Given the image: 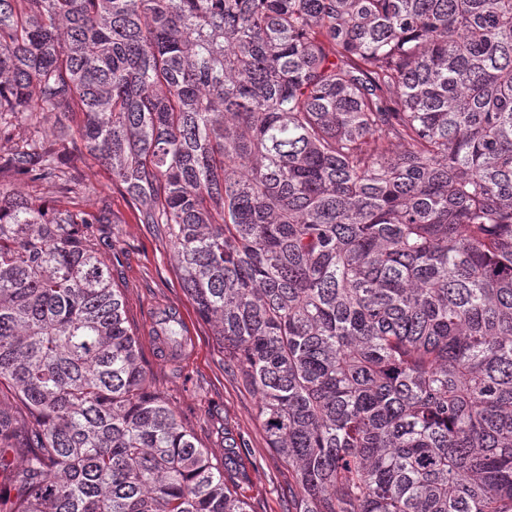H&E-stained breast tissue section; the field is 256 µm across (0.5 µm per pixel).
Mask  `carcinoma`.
<instances>
[{
  "label": "carcinoma",
  "mask_w": 512,
  "mask_h": 512,
  "mask_svg": "<svg viewBox=\"0 0 512 512\" xmlns=\"http://www.w3.org/2000/svg\"><path fill=\"white\" fill-rule=\"evenodd\" d=\"M2 137L60 200L0 186V512H249L246 448L149 385L69 152L165 225L295 512H512V0H0Z\"/></svg>",
  "instance_id": "1"
}]
</instances>
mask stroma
I'll return each instance as SVG.
<instances>
[{
  "mask_svg": "<svg viewBox=\"0 0 512 512\" xmlns=\"http://www.w3.org/2000/svg\"><path fill=\"white\" fill-rule=\"evenodd\" d=\"M69 172L93 187L88 203L111 210L116 221L93 224L88 231L111 267L127 319L141 343L142 361L151 386L160 391L181 424L214 459L224 456V435L245 441L250 483L245 495L252 512H290L296 487L288 465L267 445L258 415V396L224 368V352L209 324L199 319L181 287L166 229L139 223L112 176L94 159L77 154L66 159ZM180 311L193 338L188 356L178 362L157 353L149 336L157 309Z\"/></svg>",
  "mask_w": 512,
  "mask_h": 512,
  "instance_id": "35a3bbf8",
  "label": "stroma"
}]
</instances>
